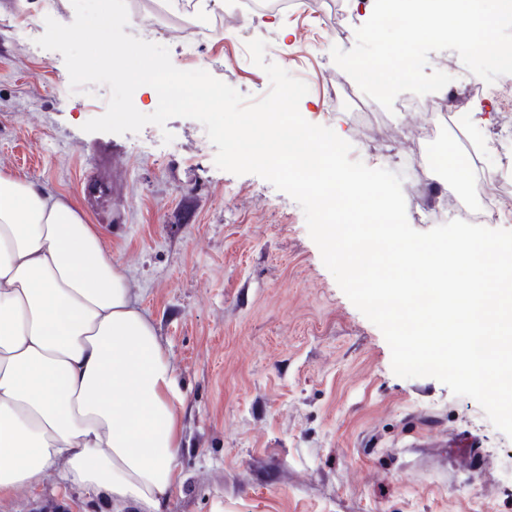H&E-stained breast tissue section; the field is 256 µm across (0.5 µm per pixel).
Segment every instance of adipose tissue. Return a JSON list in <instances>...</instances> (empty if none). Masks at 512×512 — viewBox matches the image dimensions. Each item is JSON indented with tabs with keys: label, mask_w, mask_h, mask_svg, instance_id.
Masks as SVG:
<instances>
[{
	"label": "adipose tissue",
	"mask_w": 512,
	"mask_h": 512,
	"mask_svg": "<svg viewBox=\"0 0 512 512\" xmlns=\"http://www.w3.org/2000/svg\"><path fill=\"white\" fill-rule=\"evenodd\" d=\"M183 394L152 319L78 199L0 170V501L48 479L159 512Z\"/></svg>",
	"instance_id": "1"
}]
</instances>
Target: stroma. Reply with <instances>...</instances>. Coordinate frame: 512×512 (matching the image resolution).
I'll return each mask as SVG.
<instances>
[{"label":"stroma","mask_w":512,"mask_h":512,"mask_svg":"<svg viewBox=\"0 0 512 512\" xmlns=\"http://www.w3.org/2000/svg\"><path fill=\"white\" fill-rule=\"evenodd\" d=\"M126 3L129 34L154 15L151 40L175 67L249 97L270 83L241 46L266 40L267 60L309 88L304 119L342 135L351 159L420 184L405 198L414 229L426 228L416 217L424 205L467 197L459 175L430 164L432 150H455L452 127L377 103L361 118L352 110L359 88L330 50L354 46L372 0H293L189 54L178 50L182 13L163 0ZM44 31L41 0H0V169L79 196L156 324L185 399L183 483L163 512H512V439L437 379L393 373L383 334L324 266L301 207L257 175L218 169L196 120L84 132L109 91L72 92L62 55L36 43ZM426 69L451 75L445 94L483 112L484 166L512 184V75L499 77L504 95L493 100L470 95L474 76L456 52L430 53ZM332 84L343 99L331 110ZM471 442L479 465L455 469L449 447ZM0 512L109 509L48 485Z\"/></svg>","instance_id":"stroma-1"}]
</instances>
